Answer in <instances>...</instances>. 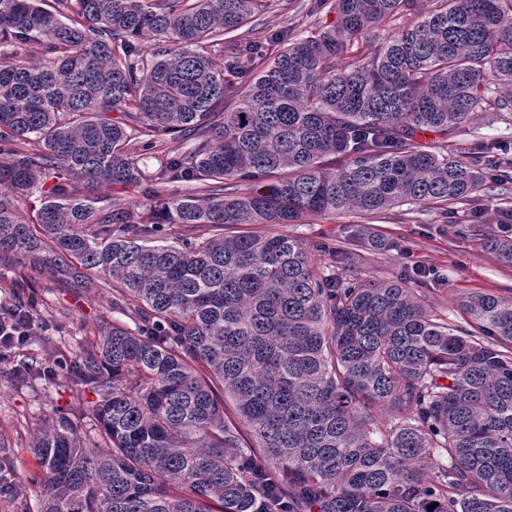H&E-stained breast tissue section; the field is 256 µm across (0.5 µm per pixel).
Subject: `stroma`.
I'll return each mask as SVG.
<instances>
[{
	"label": "stroma",
	"instance_id": "1",
	"mask_svg": "<svg viewBox=\"0 0 512 512\" xmlns=\"http://www.w3.org/2000/svg\"><path fill=\"white\" fill-rule=\"evenodd\" d=\"M312 0H276L274 6L248 26V37L264 44L268 54L278 45L269 36L285 30L300 34L333 21V14L311 10ZM434 140L449 152L466 155L477 145L494 146L512 142V124L488 122L477 116L467 132L444 135ZM502 233L512 225V193L504 196L476 195L471 201L453 204L447 213L438 208L396 207L375 214L349 212L312 216L301 224H274L272 234L301 239L313 266L338 261L345 250L358 256L356 272L367 281L406 277L409 287L426 291L438 314L461 322L458 300L475 293H502L512 289V265L501 263L486 251L480 236L470 226ZM24 296L34 299L40 313L55 309L66 314L63 329L42 331L51 347L34 341L18 345V352L36 357L44 372L31 387L14 381L13 361L0 363V440L9 445V460L0 468V512H22V503H34L32 484L39 471L30 447L36 423L55 411L68 412L78 405L77 396L62 381L81 337L108 325L113 318L112 296L104 288H72L59 275L45 270L28 272Z\"/></svg>",
	"mask_w": 512,
	"mask_h": 512
}]
</instances>
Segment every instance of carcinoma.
I'll return each mask as SVG.
<instances>
[{
	"label": "carcinoma",
	"instance_id": "obj_1",
	"mask_svg": "<svg viewBox=\"0 0 512 512\" xmlns=\"http://www.w3.org/2000/svg\"><path fill=\"white\" fill-rule=\"evenodd\" d=\"M269 2L0 0V265L100 281L132 322L77 342L67 376L95 400L35 430L37 512H512L511 294L463 297L457 325L401 280L227 232L508 190L507 146L418 137L512 121V0H334L272 59L239 34ZM50 178L25 220L17 198ZM161 197L164 223L204 233L158 237ZM483 247L512 265L511 238Z\"/></svg>",
	"mask_w": 512,
	"mask_h": 512
}]
</instances>
